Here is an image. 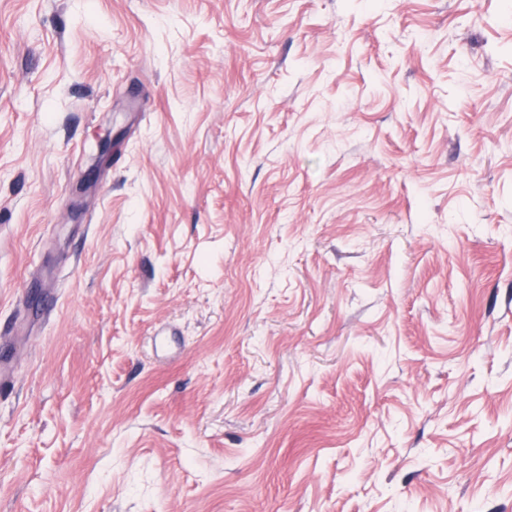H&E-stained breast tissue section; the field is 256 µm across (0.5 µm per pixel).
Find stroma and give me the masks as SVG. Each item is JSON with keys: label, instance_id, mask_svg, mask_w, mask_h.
I'll return each mask as SVG.
<instances>
[{"label": "stroma", "instance_id": "stroma-1", "mask_svg": "<svg viewBox=\"0 0 512 512\" xmlns=\"http://www.w3.org/2000/svg\"><path fill=\"white\" fill-rule=\"evenodd\" d=\"M0 347V512H512V0H0Z\"/></svg>", "mask_w": 512, "mask_h": 512}]
</instances>
